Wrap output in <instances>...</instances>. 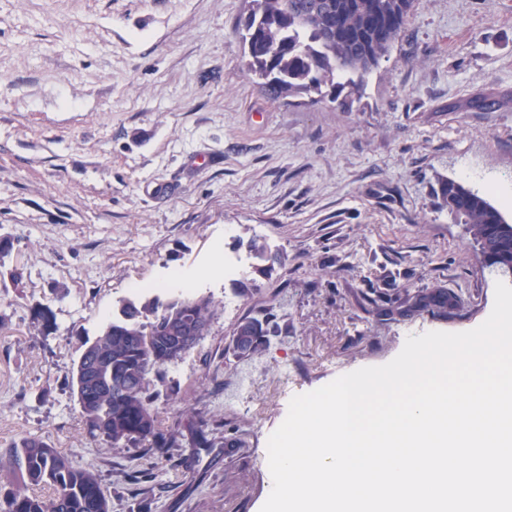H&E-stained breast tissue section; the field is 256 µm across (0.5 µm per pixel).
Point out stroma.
I'll return each mask as SVG.
<instances>
[{"instance_id": "stroma-1", "label": "stroma", "mask_w": 512, "mask_h": 512, "mask_svg": "<svg viewBox=\"0 0 512 512\" xmlns=\"http://www.w3.org/2000/svg\"><path fill=\"white\" fill-rule=\"evenodd\" d=\"M250 0H0V450L46 437L110 512H260L290 399L490 315L499 273L438 205L453 180L512 223V0H416L358 93L272 99L235 30ZM257 240L286 260L254 272ZM216 272L219 310L157 383L168 457L86 435L82 345L136 283ZM448 292V312L418 307ZM245 317L263 348L233 343ZM223 433L228 448L200 445ZM138 470L152 479L132 480ZM236 348L243 353H255L263 345L262 336H265L262 322L255 317L244 318L239 321L233 332Z\"/></svg>"}]
</instances>
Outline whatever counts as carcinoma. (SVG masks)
<instances>
[{"mask_svg":"<svg viewBox=\"0 0 512 512\" xmlns=\"http://www.w3.org/2000/svg\"><path fill=\"white\" fill-rule=\"evenodd\" d=\"M237 27L248 70L277 98L322 95L348 72L367 74L399 37L415 0H252ZM442 206L470 233L488 266L512 268V224L488 199L454 181L443 184ZM255 272L268 275L284 254L250 242ZM210 297L176 293L128 301L85 343L72 385L88 435L107 448L143 445L161 458L182 434L158 427L152 375L194 349L217 314ZM262 322L234 328L236 348L263 345ZM0 512H109L100 478L40 435H25L0 452Z\"/></svg>","mask_w":512,"mask_h":512,"instance_id":"carcinoma-1","label":"carcinoma"}]
</instances>
